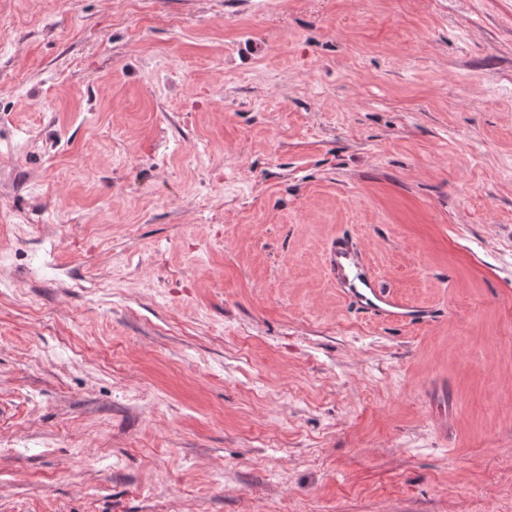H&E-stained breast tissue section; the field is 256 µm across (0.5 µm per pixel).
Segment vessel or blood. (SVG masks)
<instances>
[{"mask_svg": "<svg viewBox=\"0 0 512 512\" xmlns=\"http://www.w3.org/2000/svg\"><path fill=\"white\" fill-rule=\"evenodd\" d=\"M359 257L342 240L336 241L328 257V269L337 288L355 300L361 308L384 314L390 319L405 317L406 308L378 288L370 273L360 271Z\"/></svg>", "mask_w": 512, "mask_h": 512, "instance_id": "1", "label": "vessel or blood"}]
</instances>
